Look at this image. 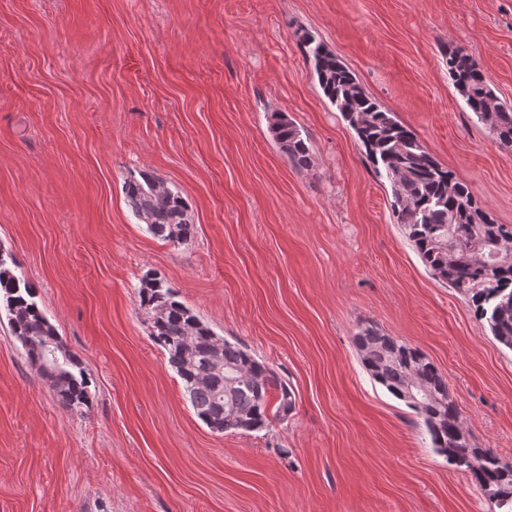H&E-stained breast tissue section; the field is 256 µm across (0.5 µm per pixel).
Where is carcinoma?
Listing matches in <instances>:
<instances>
[{
    "instance_id": "cac0c4a2",
    "label": "carcinoma",
    "mask_w": 512,
    "mask_h": 512,
    "mask_svg": "<svg viewBox=\"0 0 512 512\" xmlns=\"http://www.w3.org/2000/svg\"><path fill=\"white\" fill-rule=\"evenodd\" d=\"M300 47L324 96L348 122L375 171L389 182L393 214L425 267L460 292L494 340L512 350V225L494 223L469 185L367 95L324 44L306 33ZM447 65L477 120L500 146L512 149V106L499 101L477 59L456 45L448 49ZM271 132L291 163L310 166V148L286 115H274ZM125 194L155 239L179 245L194 236L187 200L161 178L143 173L126 182ZM14 266L13 255L0 248V310L58 404L82 414L90 405V379L77 369L39 307L35 289ZM139 298L151 341L180 378L197 418L211 430L260 432L293 410L294 393L277 372L245 344L217 335L165 280L151 272L143 275ZM354 344L372 380L418 415L431 447L484 492L490 512H512V463L474 440L434 362L373 325L361 327Z\"/></svg>"
}]
</instances>
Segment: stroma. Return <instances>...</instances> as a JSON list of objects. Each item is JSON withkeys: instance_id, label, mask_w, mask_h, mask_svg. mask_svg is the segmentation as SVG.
Wrapping results in <instances>:
<instances>
[{"instance_id": "1", "label": "stroma", "mask_w": 512, "mask_h": 512, "mask_svg": "<svg viewBox=\"0 0 512 512\" xmlns=\"http://www.w3.org/2000/svg\"><path fill=\"white\" fill-rule=\"evenodd\" d=\"M306 33L512 224V150L445 61L465 45L512 105V0H0V247L91 400L61 408L0 312V512H489L353 338L371 324L419 347L511 462L512 350L420 260ZM276 113L309 168L273 139ZM143 172L188 199V242L134 216ZM148 272L288 382L285 419L240 434L196 417L139 309ZM271 132L291 163L300 168L310 166V148L299 129L286 115H274Z\"/></svg>"}]
</instances>
